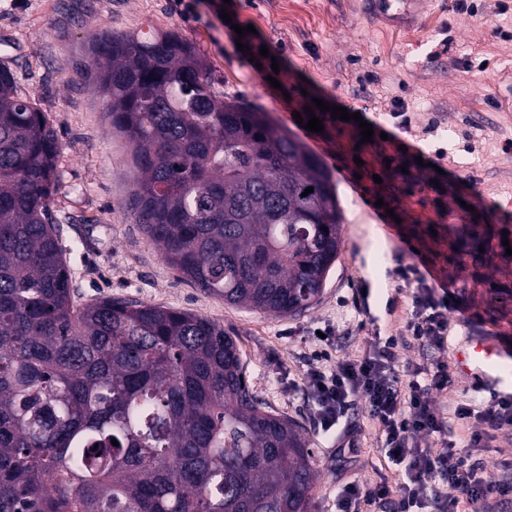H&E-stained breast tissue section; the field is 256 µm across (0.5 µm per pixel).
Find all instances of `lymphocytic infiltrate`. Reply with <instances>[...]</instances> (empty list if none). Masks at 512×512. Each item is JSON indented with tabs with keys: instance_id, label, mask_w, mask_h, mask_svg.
Wrapping results in <instances>:
<instances>
[{
	"instance_id": "obj_1",
	"label": "lymphocytic infiltrate",
	"mask_w": 512,
	"mask_h": 512,
	"mask_svg": "<svg viewBox=\"0 0 512 512\" xmlns=\"http://www.w3.org/2000/svg\"><path fill=\"white\" fill-rule=\"evenodd\" d=\"M395 275L403 287L415 291L413 312L399 336L375 344L361 358L340 360L308 375L307 389L323 430L333 429L354 397H362L384 437L385 453L405 466L406 478L397 484L383 478L370 485H342L337 512H424L431 506L437 512H454L463 500L476 505L494 493L511 496V485L495 486L483 478V466L472 451L480 447L486 431L512 428V395L499 396L483 407L457 406V419H476L480 427L465 445L448 439L447 426L432 406L433 395L451 384L447 364H411L402 373L395 368L399 342L444 347L450 334L448 306L418 265H399ZM436 434L443 438L441 447H423V439Z\"/></svg>"
}]
</instances>
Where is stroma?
<instances>
[{
    "mask_svg": "<svg viewBox=\"0 0 512 512\" xmlns=\"http://www.w3.org/2000/svg\"><path fill=\"white\" fill-rule=\"evenodd\" d=\"M484 15L453 11V0H423L413 23L372 20L363 0H229L239 25H253L255 42L269 45L286 67L281 88L234 49V31L206 0H0V65L45 112L61 145L51 211L69 248L73 300L107 297L186 310L236 337L253 391L297 421L313 449L318 474L313 512H336L339 484L399 481L402 467L382 453L383 436L363 399H355L336 432L317 424L305 390L313 353L323 363L361 356L374 335H397L412 310L413 289H398V263L427 261L448 287L451 336L445 353L398 346V367L425 360L453 362L468 336L512 345V0ZM172 31L191 42L208 64L220 96L263 109L316 155L333 176L342 222L340 250L320 301L294 317L224 304L181 278L129 211L134 171L124 139L113 134L108 103L86 81V41L99 31ZM413 114L411 130L389 115L393 98ZM324 100L363 112L411 145L398 155L390 143L362 142L357 124L331 122L305 130L294 113ZM382 199L397 222L377 223L367 207ZM370 315L364 327L344 326L355 298ZM335 327L329 342L315 329ZM434 406L455 439L479 424L457 419L462 403L483 406L499 392L477 388L459 371ZM476 455L484 477L512 482V439L492 432Z\"/></svg>",
    "mask_w": 512,
    "mask_h": 512,
    "instance_id": "1",
    "label": "stroma"
}]
</instances>
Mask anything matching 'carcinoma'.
I'll return each instance as SVG.
<instances>
[{
	"instance_id": "1",
	"label": "carcinoma",
	"mask_w": 512,
	"mask_h": 512,
	"mask_svg": "<svg viewBox=\"0 0 512 512\" xmlns=\"http://www.w3.org/2000/svg\"><path fill=\"white\" fill-rule=\"evenodd\" d=\"M87 48L85 78L139 173L130 211L164 259L230 305H315L340 248L321 162L266 113L217 98L176 33ZM60 153L1 67L0 512H311L304 430L250 389L235 338L187 311L73 304L51 213Z\"/></svg>"
}]
</instances>
